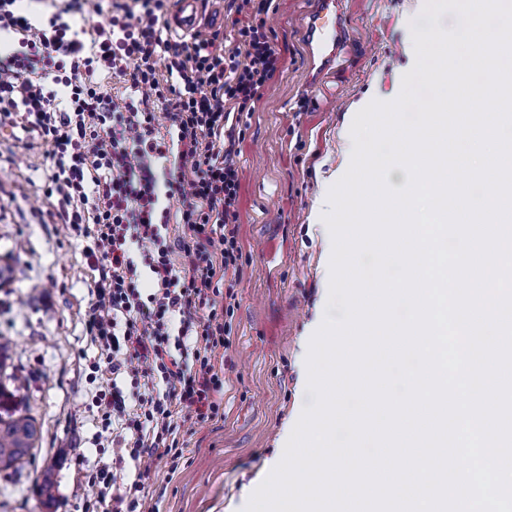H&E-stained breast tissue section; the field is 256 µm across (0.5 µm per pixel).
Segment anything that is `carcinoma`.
Returning <instances> with one entry per match:
<instances>
[{
	"label": "carcinoma",
	"instance_id": "cac0c4a2",
	"mask_svg": "<svg viewBox=\"0 0 512 512\" xmlns=\"http://www.w3.org/2000/svg\"><path fill=\"white\" fill-rule=\"evenodd\" d=\"M40 437L36 419L15 406V395L0 383V472L18 470L32 455ZM55 484L45 471L38 492L50 507L55 502Z\"/></svg>",
	"mask_w": 512,
	"mask_h": 512
}]
</instances>
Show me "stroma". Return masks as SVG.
<instances>
[{"mask_svg": "<svg viewBox=\"0 0 512 512\" xmlns=\"http://www.w3.org/2000/svg\"><path fill=\"white\" fill-rule=\"evenodd\" d=\"M316 0H274L266 28L281 68L244 120L235 157L242 273L234 289L230 347L224 355V419L186 434L178 469L152 459L143 512H243L283 457L285 423L312 402L301 355L329 294L326 242L311 221L325 179L342 176L352 151L341 137L353 102L389 101L402 88L413 46L426 27L418 0H343L345 44L310 84L304 23ZM53 162L20 115L0 113V336L11 339L16 393L41 427L34 455L0 473V512H47L37 485L55 482L54 512H106L88 483L111 461L112 432L96 394L111 388L97 342L86 332L98 273L89 244L64 224L47 196Z\"/></svg>", "mask_w": 512, "mask_h": 512, "instance_id": "35a3bbf8", "label": "stroma"}]
</instances>
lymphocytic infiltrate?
Here are the masks:
<instances>
[{"mask_svg":"<svg viewBox=\"0 0 512 512\" xmlns=\"http://www.w3.org/2000/svg\"><path fill=\"white\" fill-rule=\"evenodd\" d=\"M18 2L0 0V32L18 36L17 49L0 53V112L22 113L50 146L60 216L92 240L85 254L99 278L88 324L116 381L98 405L139 464L129 483L121 462L101 468L97 496L111 512H137L147 458L179 463L186 426L224 417L217 364L236 295L222 286L242 256L236 129L280 68L266 29L273 0H233L231 31L206 26L189 43L168 34L170 0H112L86 41L68 20L83 0H57L40 23ZM102 72L127 85L124 100L100 90ZM171 199L181 202L176 237ZM145 274L156 285L147 295Z\"/></svg>","mask_w":512,"mask_h":512,"instance_id":"f902f5d3","label":"lymphocytic infiltrate"}]
</instances>
